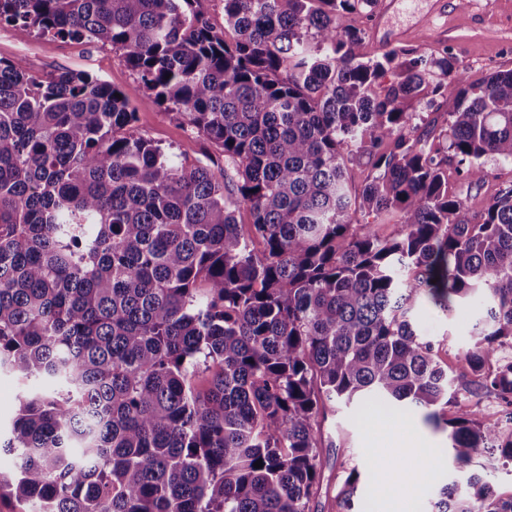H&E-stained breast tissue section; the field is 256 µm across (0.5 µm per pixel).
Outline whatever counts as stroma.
Returning <instances> with one entry per match:
<instances>
[{"label":"stroma","instance_id":"obj_1","mask_svg":"<svg viewBox=\"0 0 512 512\" xmlns=\"http://www.w3.org/2000/svg\"><path fill=\"white\" fill-rule=\"evenodd\" d=\"M409 47L431 53L449 51L470 79L512 70V0H449L448 14L418 32ZM0 58L21 62L30 74L47 76L62 70L83 71L124 91L138 114L144 137L164 150L188 152L191 159L223 168L206 143L189 142L183 125L155 96L144 90L134 73L108 45H89L36 33L23 34L0 24ZM485 180L465 192L470 213H480L502 187L512 184V163L490 160ZM483 295L445 314L417 301L412 314L421 336L434 343L442 364L456 371L471 343V330L484 316ZM38 379L24 380L0 371V426L10 427L19 397L44 392ZM320 454L326 475L341 476L358 467L359 512H427L440 485L461 479L448 451L445 433L427 424L421 411L335 402L319 419Z\"/></svg>","mask_w":512,"mask_h":512}]
</instances>
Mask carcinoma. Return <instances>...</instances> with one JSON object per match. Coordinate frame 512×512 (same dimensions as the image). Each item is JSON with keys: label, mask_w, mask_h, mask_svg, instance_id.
Instances as JSON below:
<instances>
[{"label": "carcinoma", "mask_w": 512, "mask_h": 512, "mask_svg": "<svg viewBox=\"0 0 512 512\" xmlns=\"http://www.w3.org/2000/svg\"><path fill=\"white\" fill-rule=\"evenodd\" d=\"M198 2L0 0L25 34L111 45L227 163L168 155L87 73L0 58V369L52 385L20 398L0 498L319 512L317 422L336 399L424 412L462 470L512 463V185L478 215L461 199L486 159L512 162V71L472 81L446 54L365 56L377 0H224L231 42ZM415 100L447 126L417 134ZM397 212L390 237L356 219ZM477 291L489 308L450 375L412 304L446 314ZM487 394L508 417L480 416ZM359 477L339 512H355ZM430 512H512V498L471 473Z\"/></svg>", "instance_id": "carcinoma-1"}]
</instances>
